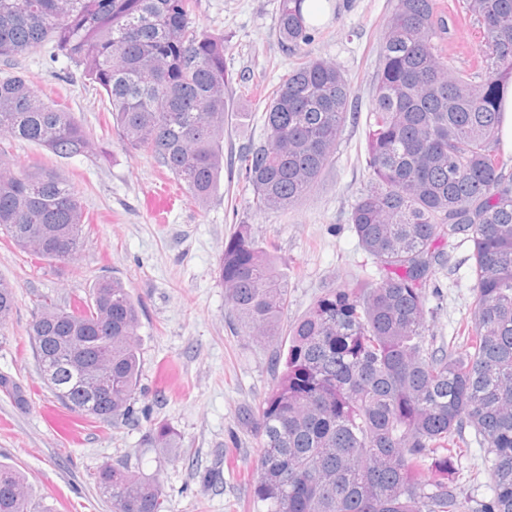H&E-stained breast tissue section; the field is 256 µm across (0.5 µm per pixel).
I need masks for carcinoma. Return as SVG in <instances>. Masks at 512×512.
<instances>
[{
    "instance_id": "1",
    "label": "carcinoma",
    "mask_w": 512,
    "mask_h": 512,
    "mask_svg": "<svg viewBox=\"0 0 512 512\" xmlns=\"http://www.w3.org/2000/svg\"><path fill=\"white\" fill-rule=\"evenodd\" d=\"M195 0H0V58L50 43L107 96L112 130L203 201L224 161L228 77L224 35L196 29ZM306 0H282L279 32L297 62L265 98L266 139L242 149L239 171L257 211L286 210L336 157L353 88L335 63L304 51L317 28ZM482 34L479 60L448 67L438 0H397L381 30V66L367 113L368 186L349 223L380 271L330 288L288 326L275 350L277 383L255 410L261 455L254 512H512V171L499 139V103L512 84V0H463ZM0 136L57 156L94 143L26 79L0 78ZM85 213L74 187L48 168L0 167V233L20 249L65 262L82 248ZM473 244L469 319L436 345L425 312L437 243ZM219 277L239 329L264 344L280 334L288 292L269 250L241 224L224 243ZM14 287L0 278V323ZM138 302L116 279L65 309L42 299L29 336L57 400L102 423L131 412L140 348ZM76 338L90 367L109 370L112 398L90 394L56 361ZM17 405L20 386L0 377ZM486 448L492 495L472 507L455 475L462 431ZM171 448L162 422L143 439ZM25 476L0 463V512L32 507ZM113 512H164L159 480L105 467Z\"/></svg>"
}]
</instances>
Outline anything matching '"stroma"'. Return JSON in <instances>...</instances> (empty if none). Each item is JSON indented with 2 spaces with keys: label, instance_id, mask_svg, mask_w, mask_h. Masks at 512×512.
I'll return each mask as SVG.
<instances>
[{
  "label": "stroma",
  "instance_id": "obj_1",
  "mask_svg": "<svg viewBox=\"0 0 512 512\" xmlns=\"http://www.w3.org/2000/svg\"><path fill=\"white\" fill-rule=\"evenodd\" d=\"M397 0H317L319 32L311 56L338 65L354 89V120L344 127L336 158L315 187L285 211L249 208L250 195L233 159L263 142L264 106L254 88H268L293 63L278 27L280 0H196L195 27L223 34L232 77L224 122L226 161L217 189L203 202L184 197L167 223L146 212L145 192L173 183L155 159L128 152L112 131L108 100L81 70L45 44L0 59V76L20 75L48 103L64 107L90 134L96 155L60 157L43 147L7 139L16 166L59 171L78 193L88 221L78 260L51 265L0 238V278L12 283L17 303L0 324V376L23 390L26 407L0 393V462L26 477L34 500L56 512H112L95 475L106 465L158 475L165 512H249L259 457L254 429L242 419L271 391L272 348L235 331L234 314L218 266L224 243L238 225L268 246L288 282L285 322L304 314L326 289L345 287L352 275L378 271L348 222L351 206L369 180L366 115L379 66V33ZM448 26V62L471 64L477 27L460 0H440ZM442 260L426 284V320L437 342L455 336L472 302L471 242H440ZM122 282L140 304V389L132 418L93 424L84 443L53 436L41 410L55 398L44 383L28 332L37 299L66 305L87 297L101 278ZM158 421L177 435L173 448H148L143 439ZM458 463L457 485L470 501L487 499L485 450L472 431Z\"/></svg>",
  "mask_w": 512,
  "mask_h": 512
}]
</instances>
